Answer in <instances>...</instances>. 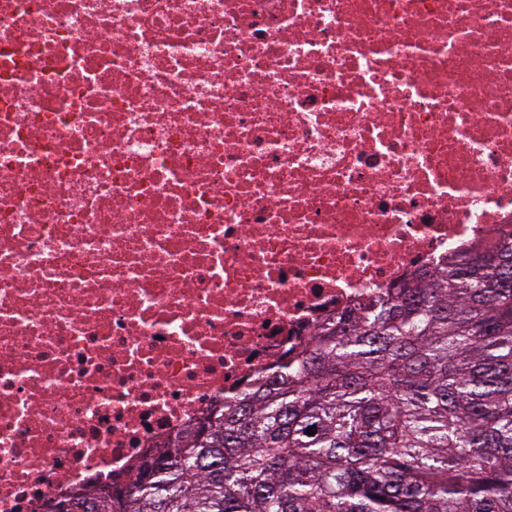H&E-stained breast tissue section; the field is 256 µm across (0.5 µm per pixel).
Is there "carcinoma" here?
<instances>
[{
    "label": "carcinoma",
    "instance_id": "obj_1",
    "mask_svg": "<svg viewBox=\"0 0 512 512\" xmlns=\"http://www.w3.org/2000/svg\"><path fill=\"white\" fill-rule=\"evenodd\" d=\"M312 435H307V429ZM69 512H512V234L319 325Z\"/></svg>",
    "mask_w": 512,
    "mask_h": 512
}]
</instances>
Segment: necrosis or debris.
<instances>
[{
	"mask_svg": "<svg viewBox=\"0 0 512 512\" xmlns=\"http://www.w3.org/2000/svg\"><path fill=\"white\" fill-rule=\"evenodd\" d=\"M510 232L512 0H0V512Z\"/></svg>",
	"mask_w": 512,
	"mask_h": 512,
	"instance_id": "4bbe7bcc",
	"label": "necrosis or debris"
}]
</instances>
